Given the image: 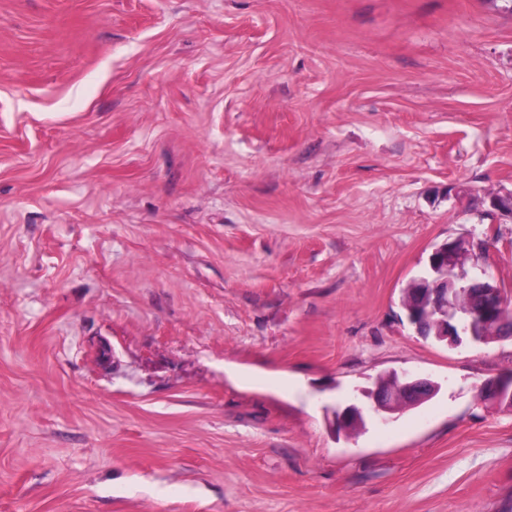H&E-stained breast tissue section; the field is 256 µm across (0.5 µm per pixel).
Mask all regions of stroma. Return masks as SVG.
<instances>
[{
    "label": "stroma",
    "instance_id": "1",
    "mask_svg": "<svg viewBox=\"0 0 512 512\" xmlns=\"http://www.w3.org/2000/svg\"><path fill=\"white\" fill-rule=\"evenodd\" d=\"M509 192L503 0H0V512H512V338L402 306ZM435 390L436 385L427 378L392 375L379 380L371 398L377 413L392 414L422 404L434 395ZM480 395L493 405L501 406L504 402L512 405V374L500 376L480 387Z\"/></svg>",
    "mask_w": 512,
    "mask_h": 512
}]
</instances>
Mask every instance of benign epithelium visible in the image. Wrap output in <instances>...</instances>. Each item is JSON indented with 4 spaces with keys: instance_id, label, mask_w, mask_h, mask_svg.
<instances>
[{
    "instance_id": "1",
    "label": "benign epithelium",
    "mask_w": 512,
    "mask_h": 512,
    "mask_svg": "<svg viewBox=\"0 0 512 512\" xmlns=\"http://www.w3.org/2000/svg\"><path fill=\"white\" fill-rule=\"evenodd\" d=\"M487 253L485 241L475 245L453 240L433 250L430 272L415 280L403 299L417 334L424 336L432 328L433 336L451 345L463 334L476 343L487 342L490 335L512 337V298L488 275L483 264ZM468 260L472 261L470 274L463 269ZM435 390L427 378L392 375L379 380L371 398L376 412L392 414L422 404ZM480 395L493 405H512V375L482 385ZM362 424L363 417L355 408L335 412V425L349 432Z\"/></svg>"
}]
</instances>
